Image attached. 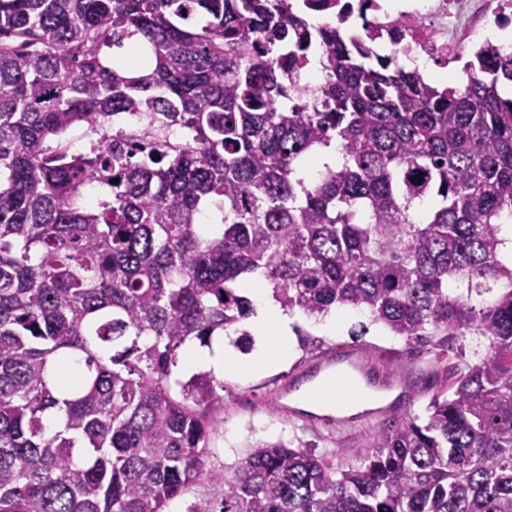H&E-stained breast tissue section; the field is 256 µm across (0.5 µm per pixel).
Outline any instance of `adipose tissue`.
<instances>
[{"instance_id":"obj_1","label":"adipose tissue","mask_w":512,"mask_h":512,"mask_svg":"<svg viewBox=\"0 0 512 512\" xmlns=\"http://www.w3.org/2000/svg\"><path fill=\"white\" fill-rule=\"evenodd\" d=\"M244 293L253 303L254 312L244 326L256 339L255 350L246 357H236L226 347L223 337H215L211 346L187 342L183 347L182 363L189 372H209L220 376L230 369L252 373L286 360L293 352L295 336L293 325L297 314L285 311L265 288L259 277H251L243 284Z\"/></svg>"}]
</instances>
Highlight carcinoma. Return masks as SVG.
<instances>
[{
  "instance_id": "carcinoma-1",
  "label": "carcinoma",
  "mask_w": 512,
  "mask_h": 512,
  "mask_svg": "<svg viewBox=\"0 0 512 512\" xmlns=\"http://www.w3.org/2000/svg\"><path fill=\"white\" fill-rule=\"evenodd\" d=\"M307 17L292 0H0V512H166L202 480L224 383L171 367L231 332L252 351L257 272L288 310L352 309L463 364L357 467L257 444L219 512H512V52L486 43L440 87ZM140 43L139 75L103 54ZM80 123L99 137L74 155ZM94 184L110 197L85 205ZM70 355L77 386L53 372Z\"/></svg>"
}]
</instances>
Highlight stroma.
Listing matches in <instances>:
<instances>
[{"mask_svg":"<svg viewBox=\"0 0 512 512\" xmlns=\"http://www.w3.org/2000/svg\"><path fill=\"white\" fill-rule=\"evenodd\" d=\"M361 320V314L349 312L347 331L325 337L317 350L295 349L287 360L271 368L247 376L226 372L224 405L218 411L222 423L208 442L205 477L172 501L168 512H215L225 477L257 443L281 440L294 446L302 444L327 457L332 465H356L373 434L406 417L424 416L434 396H447L453 361L437 358L422 348L407 349L403 340L388 335L378 325L370 326L362 338H354L350 330ZM345 348L358 349L371 360L372 385L383 389L389 380L404 381L417 387V396L398 394L385 412H364L357 425L347 428L310 420L302 410L293 409L295 395L314 381L315 362Z\"/></svg>","mask_w":512,"mask_h":512,"instance_id":"35a3bbf8","label":"stroma"}]
</instances>
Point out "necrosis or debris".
<instances>
[{"label": "necrosis or debris", "mask_w": 512, "mask_h": 512, "mask_svg": "<svg viewBox=\"0 0 512 512\" xmlns=\"http://www.w3.org/2000/svg\"><path fill=\"white\" fill-rule=\"evenodd\" d=\"M312 15L324 25L367 19L392 53L442 66L486 32L511 28L512 0H320Z\"/></svg>", "instance_id": "1"}]
</instances>
